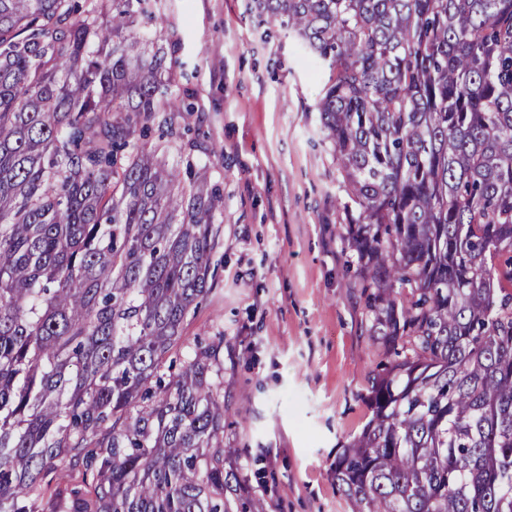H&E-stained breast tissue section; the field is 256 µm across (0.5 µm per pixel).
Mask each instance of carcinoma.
Returning <instances> with one entry per match:
<instances>
[{
	"label": "carcinoma",
	"instance_id": "1",
	"mask_svg": "<svg viewBox=\"0 0 512 512\" xmlns=\"http://www.w3.org/2000/svg\"><path fill=\"white\" fill-rule=\"evenodd\" d=\"M329 70L321 131L356 213L371 418L332 467L352 512H512V0H259ZM154 0H0V512H234L207 170L179 138Z\"/></svg>",
	"mask_w": 512,
	"mask_h": 512
}]
</instances>
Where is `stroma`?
<instances>
[{
	"instance_id": "stroma-1",
	"label": "stroma",
	"mask_w": 512,
	"mask_h": 512,
	"mask_svg": "<svg viewBox=\"0 0 512 512\" xmlns=\"http://www.w3.org/2000/svg\"><path fill=\"white\" fill-rule=\"evenodd\" d=\"M158 4L187 73L173 91L193 106L175 147L224 190L216 280L178 354L224 340L230 494L252 512H351L331 468L370 417L365 396L386 357L343 241V174L320 131L329 73L256 0Z\"/></svg>"
}]
</instances>
